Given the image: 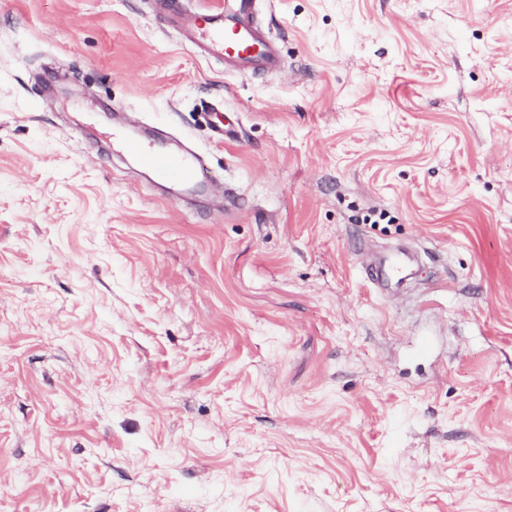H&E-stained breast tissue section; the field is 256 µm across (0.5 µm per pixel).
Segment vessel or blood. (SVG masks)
Segmentation results:
<instances>
[{"instance_id": "b4317fda", "label": "vessel or blood", "mask_w": 512, "mask_h": 512, "mask_svg": "<svg viewBox=\"0 0 512 512\" xmlns=\"http://www.w3.org/2000/svg\"><path fill=\"white\" fill-rule=\"evenodd\" d=\"M156 8L203 59L223 62L225 68L234 71L267 73L282 65L276 43L254 22L256 0H225L223 9L211 12L188 9L182 0H156ZM112 150L135 160L155 179L169 185L174 195L201 193L214 184L197 152L131 137L120 123L112 127Z\"/></svg>"}]
</instances>
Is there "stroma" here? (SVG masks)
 Returning <instances> with one entry per match:
<instances>
[{"label": "stroma", "mask_w": 512, "mask_h": 512, "mask_svg": "<svg viewBox=\"0 0 512 512\" xmlns=\"http://www.w3.org/2000/svg\"><path fill=\"white\" fill-rule=\"evenodd\" d=\"M257 19L279 72L0 0V512H512V0ZM116 111L234 201L100 151Z\"/></svg>", "instance_id": "35a3bbf8"}]
</instances>
